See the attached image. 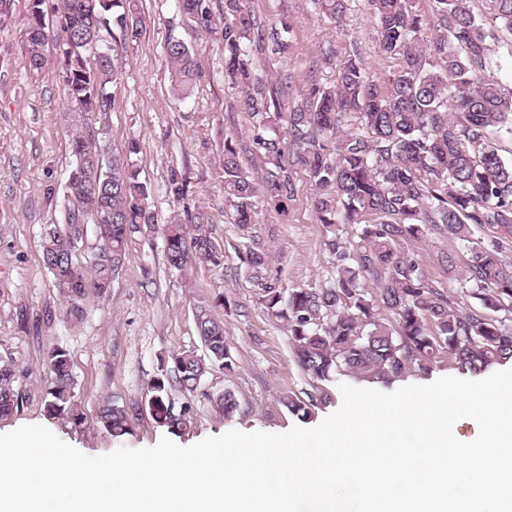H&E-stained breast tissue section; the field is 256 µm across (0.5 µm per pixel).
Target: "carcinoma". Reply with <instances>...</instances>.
I'll return each instance as SVG.
<instances>
[{
	"instance_id": "1",
	"label": "carcinoma",
	"mask_w": 512,
	"mask_h": 512,
	"mask_svg": "<svg viewBox=\"0 0 512 512\" xmlns=\"http://www.w3.org/2000/svg\"><path fill=\"white\" fill-rule=\"evenodd\" d=\"M26 18L30 66L47 64V41L32 36L49 29L43 5L31 0ZM377 26L381 55L394 69L378 77L358 56L345 61L331 84L314 83L300 101L286 103L285 86L257 76L252 55L268 50L287 55L288 21L274 30L260 27L245 0H224L215 15L211 0H176L195 33L218 34L224 44V81L237 91L238 104L258 134L255 148L269 160L261 184L251 179L241 148L224 140V198L234 223L245 232L258 223L256 199L286 210L297 193L296 176L313 187L311 207L329 234L325 246L334 269L332 285L294 288L283 296L263 289L262 303L285 322L294 360L312 381L347 373L359 380L391 385L412 369H427L448 357V368L480 373L512 360V87L488 74L490 43L512 36V0H432V17L416 0H365ZM65 22L53 37L67 57L62 77L72 128L74 166L65 186L70 208L62 224L44 231L41 259L53 287L67 298L106 293L119 275L132 234L154 226L151 186L140 179L134 156L103 152L102 130L91 116L107 112V88L119 83L122 43L141 34L135 0H56ZM120 32L104 44L103 32ZM166 55L173 89L187 98L197 85L192 43L173 38ZM101 166L98 184L84 180L92 164ZM104 217L96 251L86 260L77 247L83 213ZM488 227L486 243L476 231ZM433 235L456 241L468 254L464 267L443 257L458 289L432 286L410 246ZM169 266L182 270L194 261L219 262L202 224L172 221L164 227ZM475 305L459 308L458 295ZM195 326L205 349L172 356L175 383L194 391L212 368L233 371L224 342V322L211 310H195ZM50 382L46 413L76 418L69 355H48ZM171 383L151 384L148 398L156 422L171 431L189 423L188 411L174 412ZM321 388L305 398L289 396L288 411L302 418L327 399ZM19 406L14 371L0 366V416ZM99 416L114 437L131 432L134 415L108 400Z\"/></svg>"
}]
</instances>
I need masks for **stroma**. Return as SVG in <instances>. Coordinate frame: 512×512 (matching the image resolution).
Returning <instances> with one entry per match:
<instances>
[{"label":"stroma","mask_w":512,"mask_h":512,"mask_svg":"<svg viewBox=\"0 0 512 512\" xmlns=\"http://www.w3.org/2000/svg\"><path fill=\"white\" fill-rule=\"evenodd\" d=\"M28 3L11 0L0 17V362L12 365L19 393L17 410L0 418V434L41 424L84 454L99 456L121 447H152L166 435L189 446L232 429L282 433L318 425L339 408L340 384L353 379L340 375L324 383L328 401L311 417L289 413L285 398L309 390L311 382L294 361L287 326L261 302L269 286L284 293L320 288L334 278L325 232L311 208L313 190L305 176H298L287 212L262 209L258 224L241 235L234 209L224 199L225 139L246 149L254 182H261L267 163L251 153L252 120L237 108L234 91L224 83L222 42L207 34L191 37L175 0H139L142 32L124 46L123 76L108 89L110 110L93 117L110 153L139 142L136 163L152 188L149 205L156 227L134 234L110 291L84 295L78 301L82 318H70L67 299L53 288L41 261L42 234L48 225L62 222L67 205L65 184L73 161L68 106L54 47L45 48L50 60L45 69L29 67ZM248 6L264 27L283 17L292 26L287 56L263 53L252 62L259 76H289L291 99H299L312 83L333 82L339 64L355 53L378 75L394 68L378 52L375 21L360 0H347L339 23L313 0H248ZM172 36L193 43L199 81L187 99L173 89L165 52ZM174 172L187 184V196L178 202L169 192ZM175 218L207 225L222 256L220 265L169 268L161 227ZM249 248L264 254L260 270L244 264L242 254ZM413 253L441 290L451 285L442 257L454 255L460 266L467 260L454 241L438 236L415 244ZM200 305L223 321L235 369L208 370L192 392L172 387L175 407H188L191 423L171 433L145 409V395L154 379L173 374V354L202 352L194 321ZM56 347L69 354L80 414L75 421L45 412L48 354ZM227 390L238 401L230 414L216 402ZM109 400L138 408L130 434L115 438L104 428L98 410Z\"/></svg>","instance_id":"obj_1"}]
</instances>
